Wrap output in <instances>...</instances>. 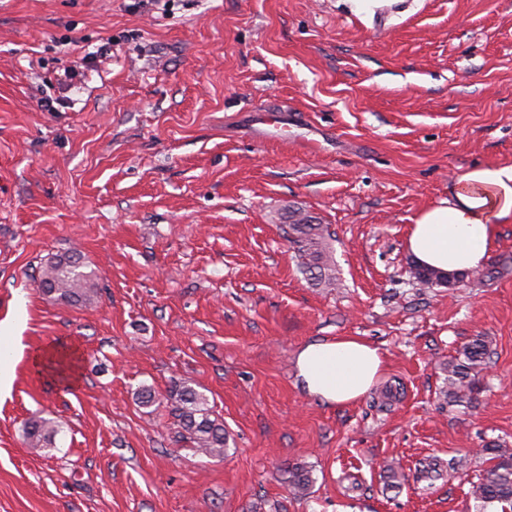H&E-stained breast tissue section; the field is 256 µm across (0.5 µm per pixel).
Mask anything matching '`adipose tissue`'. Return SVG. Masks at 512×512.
Wrapping results in <instances>:
<instances>
[{
    "label": "adipose tissue",
    "instance_id": "adipose-tissue-1",
    "mask_svg": "<svg viewBox=\"0 0 512 512\" xmlns=\"http://www.w3.org/2000/svg\"><path fill=\"white\" fill-rule=\"evenodd\" d=\"M512 221V166L460 175L448 199L423 211L412 224L407 248L418 264L445 273L483 266L499 225ZM379 349L356 336L314 341L297 354L296 376L327 404L358 401L382 372Z\"/></svg>",
    "mask_w": 512,
    "mask_h": 512
}]
</instances>
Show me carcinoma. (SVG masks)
<instances>
[{
  "label": "carcinoma",
  "mask_w": 512,
  "mask_h": 512,
  "mask_svg": "<svg viewBox=\"0 0 512 512\" xmlns=\"http://www.w3.org/2000/svg\"><path fill=\"white\" fill-rule=\"evenodd\" d=\"M288 242L295 245L300 270L305 278L320 286H331L336 280L335 266L328 251L327 227L316 217L300 210L289 212L288 224L283 226ZM83 263L78 253L66 251L55 255L43 270L38 283L45 293L54 295L67 303L89 300L92 275L82 270ZM412 285L421 288L450 286L454 275H442L432 269L414 264L411 266ZM495 350L485 336H477L467 343L458 355L445 367L447 389L444 391L448 403L469 404L476 399L480 389V375L492 362ZM167 400L173 406L180 427L178 438L194 445L207 457H222L227 450L224 424L213 416L207 396L195 384L186 380H175L170 387ZM57 433L56 425L46 419L30 421L25 434L31 448H51ZM493 465L473 483L471 498L475 512H488L494 506L500 512H512V448L491 445L483 449ZM284 483L296 496H304L314 483L313 471L296 463L285 471Z\"/></svg>",
  "instance_id": "obj_1"
}]
</instances>
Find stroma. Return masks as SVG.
<instances>
[{
    "label": "stroma",
    "mask_w": 512,
    "mask_h": 512,
    "mask_svg": "<svg viewBox=\"0 0 512 512\" xmlns=\"http://www.w3.org/2000/svg\"><path fill=\"white\" fill-rule=\"evenodd\" d=\"M133 2L0 0V512H473L483 448H512V223L496 277L451 288L412 287L406 239L456 176L512 165V0ZM297 207L331 233L335 287L297 269ZM67 250L90 301L38 286ZM339 336L384 356L346 406L295 376L301 347ZM476 336L493 362L448 404L444 368ZM176 379L208 396L223 458L178 441ZM36 416L60 424L39 452ZM293 463L315 477L301 499ZM285 474L288 476L284 478V483L287 484L289 491L296 496L306 495L315 482L313 471L300 463L288 466Z\"/></svg>",
    "instance_id": "1"
}]
</instances>
